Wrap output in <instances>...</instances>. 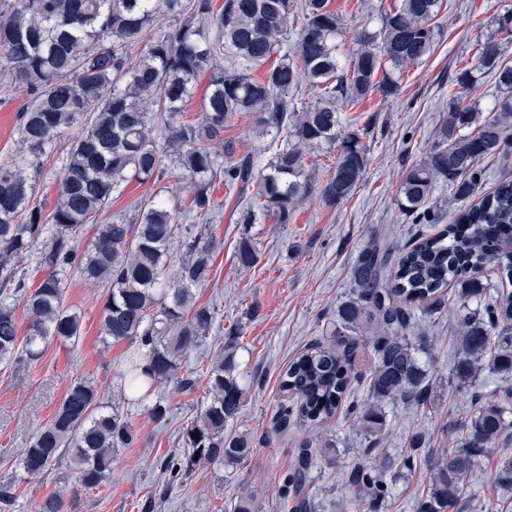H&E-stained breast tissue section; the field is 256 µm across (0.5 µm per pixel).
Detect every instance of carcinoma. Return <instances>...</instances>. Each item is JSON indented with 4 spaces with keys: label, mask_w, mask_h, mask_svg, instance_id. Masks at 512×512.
<instances>
[{
    "label": "carcinoma",
    "mask_w": 512,
    "mask_h": 512,
    "mask_svg": "<svg viewBox=\"0 0 512 512\" xmlns=\"http://www.w3.org/2000/svg\"><path fill=\"white\" fill-rule=\"evenodd\" d=\"M331 0H302L303 25L293 48L283 50L293 10L290 0H18L0 13V82L26 91L18 111V158L0 161V361L30 364L53 341L76 342L81 318L65 304L69 273L108 288L102 334L114 342L135 341L124 384L146 398L143 386L177 380L185 391L205 382L210 403L183 427L188 459L164 463L168 484L183 481L200 462L234 465L251 452L243 436H224V424L239 413L243 389L233 374L232 356H219L203 374L178 376L181 357L213 332L216 313L194 300L208 281L216 242L210 233L216 205L211 184L256 185L241 223L272 216L291 223L298 204L312 192L307 155L327 147L337 152L317 186L322 200L336 206L350 199L364 180L367 145L358 130L340 126L339 103L374 93L398 94L406 65L422 60L436 42L431 20L441 0H400L380 11L377 32L356 33L357 49L346 60L338 41L347 33ZM173 23L152 34L161 19ZM496 35L512 37V10L495 18ZM144 43L135 54L133 47ZM277 63L256 79L251 67L274 55ZM210 72L201 121L181 120L194 83ZM491 74L500 96L494 112L482 115L466 101L480 74ZM448 119L437 142L405 170L397 190L398 208L421 224H434L431 198L448 185L455 201L482 188L479 163L512 153V65L501 60L497 39L479 44L471 62L457 71ZM307 92L313 101L296 106ZM241 112L255 115L256 127L279 141L267 168L253 174L250 160L237 158L223 138L224 123ZM70 138L49 213L33 201L34 185L24 165L37 160L61 138ZM143 182L170 179L188 184L180 205L164 199L140 202L130 222L98 220L128 177ZM98 224L91 249L80 252L76 238ZM252 240L241 237L236 259L249 269L258 262ZM45 272L36 288L26 268ZM493 268L512 281V180H502L472 208L458 209L435 235L398 247L374 237L350 273L351 296L337 311L336 342L295 358L281 388L292 395L278 409L276 425L316 426L332 419L359 381L354 359L371 348L366 371L367 399L350 403L346 415L359 430L379 440L388 402L427 405V373L416 358L425 336H410L416 303L428 312L448 301V285L459 302L452 344L457 355L455 389H465L484 367L512 380V291H498L481 310L466 302L483 294L479 274ZM28 317L24 344L18 343L17 307ZM369 321L374 333L356 329ZM101 392L83 376L71 381L51 422L29 442L21 457L25 472L43 474L68 460L75 483L86 489L107 485L114 454L137 438L117 407L107 410ZM456 447L430 474L421 512H448L463 492L486 449L507 437L503 399L475 401L468 413L448 423ZM317 450H299L290 476L295 495L307 483ZM494 480L512 489V456L497 465ZM347 484L367 494L368 512L385 507L386 488L378 473L358 462ZM63 496L50 492L37 512H63Z\"/></svg>",
    "instance_id": "1"
}]
</instances>
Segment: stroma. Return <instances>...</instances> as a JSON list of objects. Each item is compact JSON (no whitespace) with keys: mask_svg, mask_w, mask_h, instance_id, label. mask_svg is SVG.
Instances as JSON below:
<instances>
[{"mask_svg":"<svg viewBox=\"0 0 512 512\" xmlns=\"http://www.w3.org/2000/svg\"><path fill=\"white\" fill-rule=\"evenodd\" d=\"M510 8L512 0H444L435 23V49L407 67L398 95L385 99L374 94L343 107L342 124L364 129L370 159L362 184L348 201L329 206L314 193L299 205L291 223L268 217L247 226L240 216L252 187L219 180L213 184L212 197L220 205L211 227L217 250L212 277L195 294L199 303L216 306L219 328L183 358L180 367L201 373L220 351H233L244 397L226 429L248 434L253 442L251 454L237 469L196 465L181 486L164 491L162 462L182 453V428L206 399L204 388L183 392L173 381L151 390L152 398L164 399L169 406L164 419L153 418L146 404H125L137 441L117 451L110 485L75 489L73 473L64 462L39 475L21 469L24 448L51 421L71 379L87 376L105 399H112L135 349L124 340L103 343L106 290L71 275L64 281L65 300L82 320L78 343L51 342L43 357L29 366L0 362V483L15 486L12 512H37L39 502L55 489L64 493L65 512H233L243 495L254 497L260 512H292L288 477L298 448L329 444L333 452L318 457L304 488L310 512H366L355 489L345 483L346 470L362 460L376 466L387 486L383 512H418L432 468L453 445L446 431L449 416L462 414L472 393L489 396L504 384L499 375L485 370L477 375L472 391L451 390L454 306L420 316L416 326L417 334L431 339L418 354L428 376L430 406L387 404V426L377 445H369L353 420L341 413L319 428L275 429L278 405L286 397L281 375L299 354L332 338L337 308L349 296L350 269L375 234L401 246L419 234L437 232V225L414 224L400 213L397 188L406 168L437 140L448 115L451 75L471 58L476 41L493 31L494 17ZM25 101V91L0 86V159L17 152L15 116ZM254 122L253 115H237L226 123L224 137L260 170L272 151L269 138L256 135ZM66 149V140H58L28 170L34 200L43 210H51L56 200ZM245 233L260 252L258 264L248 270L235 258ZM416 434L423 439L426 457L408 465L404 458ZM508 452L512 440L486 450L451 512H487L491 505L497 512H512V494L493 481L499 460Z\"/></svg>","mask_w":512,"mask_h":512,"instance_id":"obj_1","label":"stroma"}]
</instances>
